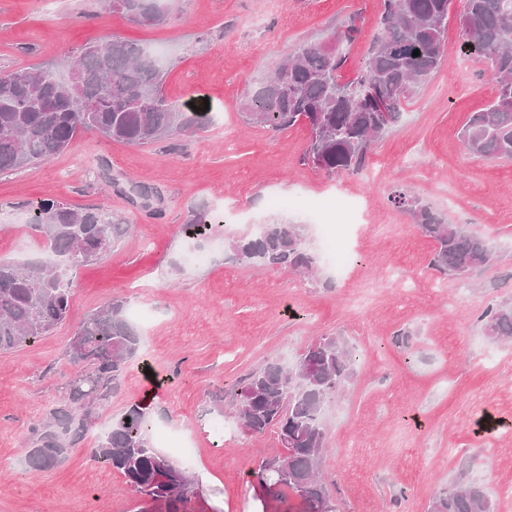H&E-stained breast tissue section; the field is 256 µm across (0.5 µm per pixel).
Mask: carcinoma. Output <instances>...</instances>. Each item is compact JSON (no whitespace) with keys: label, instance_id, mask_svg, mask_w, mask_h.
Returning <instances> with one entry per match:
<instances>
[{"label":"carcinoma","instance_id":"cac0c4a2","mask_svg":"<svg viewBox=\"0 0 512 512\" xmlns=\"http://www.w3.org/2000/svg\"><path fill=\"white\" fill-rule=\"evenodd\" d=\"M162 0H112V8L142 24H161ZM461 50L486 59L497 82L495 99L472 113L462 128L470 154L512 158V0H462L457 14ZM448 0H383L379 33L358 76L343 80L349 50L361 33L351 17L319 41L298 44L270 74L257 76L242 109L260 127L310 129L305 159L328 173L357 172L373 142L400 122L405 107L444 62ZM419 55H413V51ZM166 69L146 48L112 37L81 48L68 64L41 63L0 71V173L37 165L65 150L85 130L129 145L194 133L211 124V110L168 101ZM391 202L409 210L435 245L431 265L465 277L496 261L487 239L445 222L432 207L399 192ZM32 226L54 259L24 266L0 262V353L34 343L70 313L78 268L100 258L129 231L127 220L105 208L76 210L41 200L32 205ZM218 225L198 212L184 233L203 236ZM305 225L276 220L251 238L231 244L247 266L311 271L318 260L305 246ZM490 341L512 338V300L489 304L479 316ZM141 351V338L117 300L86 317L69 339L79 369L67 392L28 448L32 470L55 468L79 445L96 411L110 398ZM356 356L334 336L310 345L293 364H264L236 386L238 419L262 434L273 428L282 452L261 461L257 477L269 496L293 495L302 512H336L320 466L327 437L325 401L354 374ZM119 472L141 499L139 512H184L194 494L189 473L153 447L147 408L132 402L112 419L93 451ZM431 512H495L483 488L452 484Z\"/></svg>","mask_w":512,"mask_h":512}]
</instances>
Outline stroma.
I'll use <instances>...</instances> for the list:
<instances>
[{"label": "stroma", "mask_w": 512, "mask_h": 512, "mask_svg": "<svg viewBox=\"0 0 512 512\" xmlns=\"http://www.w3.org/2000/svg\"><path fill=\"white\" fill-rule=\"evenodd\" d=\"M166 20L142 25L104 0H0V70L75 54L117 35L167 53L162 92L207 97L206 129L140 146L86 131L52 160L0 174V261L46 260L29 202L101 206L132 234L76 277L69 319L38 342L0 354V512H135L124 477L95 462L99 435L133 401L149 408L151 442H196L187 512H299L292 497L265 495L256 473L279 452L274 430L245 431L232 388L268 363L292 364L323 336L356 355L346 387L323 414L329 450L322 474L337 512H429L452 481L479 484L495 506L512 499V342L487 340L477 321L512 299V160L469 154L461 130L496 95L488 61L464 57L448 20L444 62L365 167L331 174L308 165L309 131L246 124L242 100L256 72L272 71L302 40H318L360 14L345 78L356 76L378 33L382 0H164ZM152 190L149 202L131 186ZM404 192L447 223L494 243L497 261L465 278L432 268L434 244L390 197ZM338 213L348 231L343 272L313 277L240 265L229 245L260 222L307 220L305 202ZM222 225L193 239L192 212ZM210 256L190 267L187 250ZM121 299L142 358L92 421L84 442L53 470L26 465L32 429L64 394L77 366L69 338L90 313ZM164 376L147 393L144 366ZM223 414L227 433L207 422Z\"/></svg>", "instance_id": "35a3bbf8"}]
</instances>
